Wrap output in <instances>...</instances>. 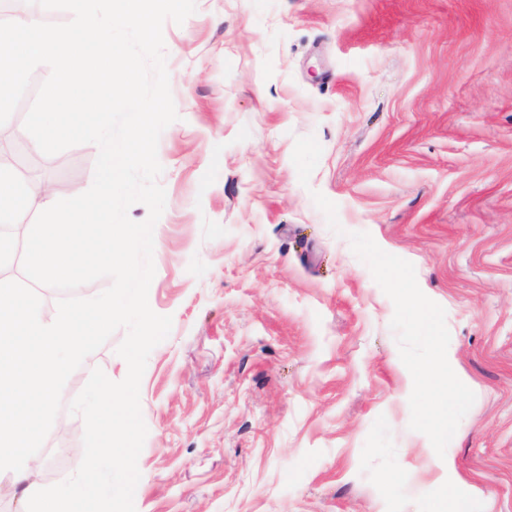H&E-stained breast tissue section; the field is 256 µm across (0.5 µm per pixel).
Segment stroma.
<instances>
[{
	"instance_id": "35a3bbf8",
	"label": "stroma",
	"mask_w": 512,
	"mask_h": 512,
	"mask_svg": "<svg viewBox=\"0 0 512 512\" xmlns=\"http://www.w3.org/2000/svg\"><path fill=\"white\" fill-rule=\"evenodd\" d=\"M163 37L179 118L148 302L172 329L141 380L136 512H512V0H196ZM98 152L33 157L85 191ZM351 232L446 312L476 400L444 456L409 428L394 305ZM124 337L67 379L31 480L79 467L69 405L93 368L125 378Z\"/></svg>"
}]
</instances>
